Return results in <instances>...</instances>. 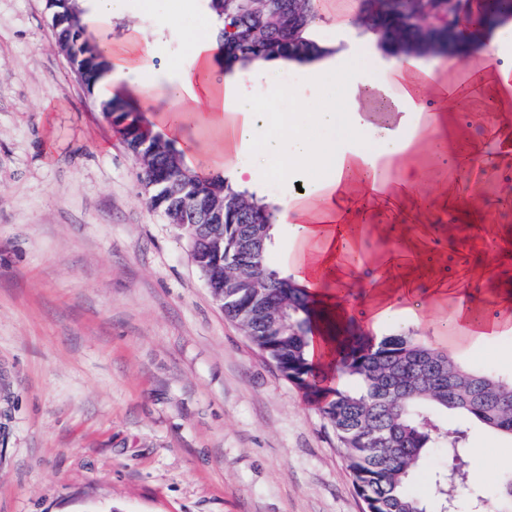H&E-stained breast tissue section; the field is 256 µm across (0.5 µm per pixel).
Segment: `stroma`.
Returning <instances> with one entry per match:
<instances>
[{"label":"stroma","instance_id":"stroma-1","mask_svg":"<svg viewBox=\"0 0 512 512\" xmlns=\"http://www.w3.org/2000/svg\"><path fill=\"white\" fill-rule=\"evenodd\" d=\"M126 0L111 36L143 32L152 69L124 92L148 119L168 111L165 86L188 66L189 32L207 0ZM314 39L371 66L390 64L363 34V0H316ZM472 60L512 69V22ZM455 130L481 174L431 153L376 161L389 179L412 164L409 194L376 201L347 281L360 325L382 254L415 291L381 335L414 331L444 348L438 288L471 289L479 320L512 309V129L487 84L463 97ZM139 166L86 94L51 31L45 0H0V512H362L333 430L228 320L174 225L150 209ZM454 228L438 224L442 179ZM512 376V332L461 356ZM468 444L495 462L472 474L456 512H493L496 476L512 472V437L480 426Z\"/></svg>","mask_w":512,"mask_h":512}]
</instances>
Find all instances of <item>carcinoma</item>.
Instances as JSON below:
<instances>
[{"mask_svg":"<svg viewBox=\"0 0 512 512\" xmlns=\"http://www.w3.org/2000/svg\"><path fill=\"white\" fill-rule=\"evenodd\" d=\"M221 25L220 44L230 66L248 70L272 62H308L326 53L310 38L317 15L313 0H208ZM57 45L70 48L87 94L98 100L103 117L124 137L129 151L142 155L140 178L149 206L166 223L178 219L205 223L204 215L224 209L222 226L209 230L224 255V264L238 269L236 302L224 303L256 348L279 371L317 403L322 419L333 429L346 467L365 512H431L429 503L411 491L431 448L446 449L447 463L431 474L439 512L455 507L458 493L469 486L468 431L448 425V412L465 423L512 436V379L458 364L448 353L421 342L412 331H400L370 344L352 323H337L335 368L351 382L340 388L322 386L324 377L307 356L308 334L321 310L305 288L272 269L266 261L279 207L247 194L219 174L184 163L174 143L157 136L146 148L131 137L144 119L139 106L120 94L99 97L101 81L110 71L99 43L86 35L79 0H46ZM369 25L387 44L402 36L419 41L427 25L443 29L447 13L437 0L379 12ZM160 174L180 185L174 197L154 186ZM288 326L276 335L275 324ZM499 509L512 512V473L498 478Z\"/></svg>","mask_w":512,"mask_h":512,"instance_id":"1","label":"carcinoma"}]
</instances>
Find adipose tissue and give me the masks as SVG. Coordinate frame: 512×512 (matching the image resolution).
I'll use <instances>...</instances> for the list:
<instances>
[{
  "mask_svg": "<svg viewBox=\"0 0 512 512\" xmlns=\"http://www.w3.org/2000/svg\"><path fill=\"white\" fill-rule=\"evenodd\" d=\"M83 21L100 34L111 65L109 77L103 84V96H111L116 87L133 83L134 77L150 67V50L143 47L137 31H130L122 42H114L109 34L114 21L124 12V0H84ZM189 68L181 80L168 89L175 110L159 114L157 120L166 127L170 137H181L184 117H194L206 131L218 138L216 147L202 150L191 148L185 161L188 165L228 170L236 182L245 186L267 181L271 174L260 162L244 163L256 141V133L264 114L251 92L237 80L216 84L210 73L218 58L219 45L212 29L193 34L189 40ZM412 68L392 65L383 72L358 71L347 63H334L319 70L317 77L318 103L309 107L297 103L300 116L288 124L287 135H270L265 147L276 152L287 147V160L278 174L282 179L307 173L308 169L323 166V175L313 178L310 191L286 198L282 221L293 232L294 252L289 266L297 285L316 291L318 297L337 301L332 282L347 275L342 262L344 247L355 237L356 227L342 225L341 220L351 214L358 198H374L385 192L379 178V169L369 154L359 148L341 143H319L312 139L307 126H341L346 134L369 127L366 105L374 98L385 96L383 79L406 80ZM448 117L443 113L421 115L419 125L429 136L425 144L439 147L447 140ZM385 138L399 142L402 154L416 152L423 144L417 138H400L397 130L384 128ZM394 257H385L382 272L373 281L372 323H379L389 315L394 302L410 292L412 284L398 281L392 267ZM452 332L448 337L449 350L458 352L473 348L512 331V312L504 311L492 323L476 320L466 300H458L450 320Z\"/></svg>",
  "mask_w": 512,
  "mask_h": 512,
  "instance_id": "adipose-tissue-1",
  "label": "adipose tissue"
}]
</instances>
